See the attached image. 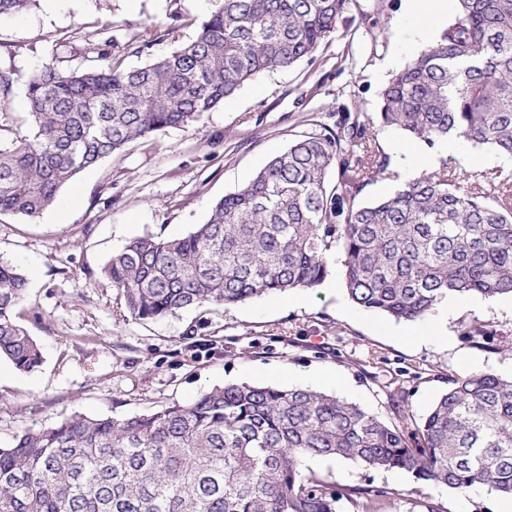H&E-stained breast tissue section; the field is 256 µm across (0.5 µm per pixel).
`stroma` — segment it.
<instances>
[{
    "label": "stroma",
    "mask_w": 512,
    "mask_h": 512,
    "mask_svg": "<svg viewBox=\"0 0 512 512\" xmlns=\"http://www.w3.org/2000/svg\"><path fill=\"white\" fill-rule=\"evenodd\" d=\"M208 10L207 0H74L66 9L36 0L0 16V72L13 78L0 123L29 133L27 84L43 60L93 67L105 50L114 68L133 70L192 39ZM456 15L457 0H448L442 21L425 24L406 0H351L314 61L247 82L199 121L133 140L80 172L62 189L73 198L63 214L0 215V257L28 278L16 319L44 355L28 373L0 360V447L75 413L128 416L231 383L311 388L391 423L402 412L422 419L451 380L479 372L512 380L511 297H452L409 323L320 286L143 321L100 274L134 238L181 237L204 223L217 201L313 123L332 128L348 112L376 116L390 75ZM376 132L399 175L458 160L475 171L512 168V157L486 146L451 139L431 147L394 128ZM472 324L485 326L490 342L466 339ZM303 466L341 485L387 487L386 512H419L424 498L440 512H499L501 503L488 488L461 494L405 470L330 459Z\"/></svg>",
    "instance_id": "35a3bbf8"
}]
</instances>
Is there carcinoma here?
I'll list each match as a JSON object with an SVG mask.
<instances>
[{"label": "carcinoma", "mask_w": 512, "mask_h": 512, "mask_svg": "<svg viewBox=\"0 0 512 512\" xmlns=\"http://www.w3.org/2000/svg\"><path fill=\"white\" fill-rule=\"evenodd\" d=\"M195 38L131 71L43 63L31 134L0 138V215L34 217L86 168L153 132L199 120L267 72L313 59L350 0H209ZM381 123L433 147L455 138L512 155V0H458L455 21L392 74ZM336 169V180L327 175ZM394 177L357 112L294 140L187 235L145 234L101 268L130 314L156 320L312 289L418 322L448 298L512 296V170L457 163L371 204ZM26 276L0 257V358L32 372L41 346L16 320ZM306 459L404 469L424 483L512 498V381L454 379L422 423L387 425L311 389L248 383L125 418L73 414L0 448V512H381L391 492L342 488ZM398 185L399 181L395 179L377 178L365 187L361 198L364 202L376 201L393 193Z\"/></svg>", "instance_id": "obj_1"}]
</instances>
